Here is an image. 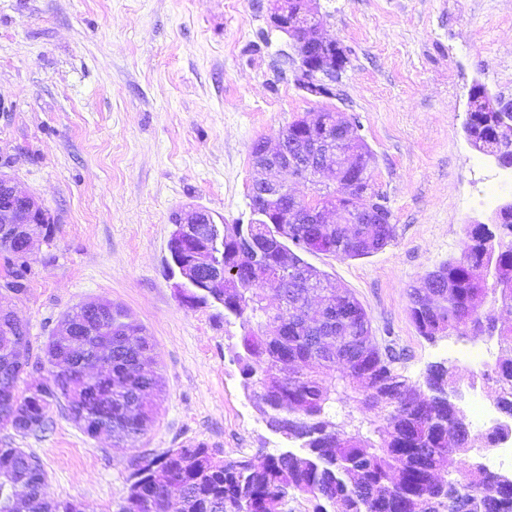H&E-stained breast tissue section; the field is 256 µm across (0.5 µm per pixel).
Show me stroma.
<instances>
[{
	"mask_svg": "<svg viewBox=\"0 0 512 512\" xmlns=\"http://www.w3.org/2000/svg\"><path fill=\"white\" fill-rule=\"evenodd\" d=\"M319 6L348 57L332 98L297 87L266 0H0V158L55 226L15 311L37 347L67 311L111 300L149 338L164 382L155 422L134 441L88 436L57 403L42 433L0 430V446L39 458L48 498L119 512L139 457L198 441L226 460L286 449L244 388L239 319L216 303L182 305L166 261L174 213L249 223L253 143L276 144L308 113L359 124L396 237L365 258L307 262L356 297L379 343L405 351L411 380L439 361L466 380L495 359L492 339L419 336L409 292L461 254L467 224L512 199L487 202L501 168L463 129L473 84L512 101V0Z\"/></svg>",
	"mask_w": 512,
	"mask_h": 512,
	"instance_id": "stroma-1",
	"label": "stroma"
}]
</instances>
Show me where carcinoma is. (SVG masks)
<instances>
[{
  "label": "carcinoma",
  "mask_w": 512,
  "mask_h": 512,
  "mask_svg": "<svg viewBox=\"0 0 512 512\" xmlns=\"http://www.w3.org/2000/svg\"><path fill=\"white\" fill-rule=\"evenodd\" d=\"M466 113L464 128L472 145L490 156L512 158V147L500 144L490 114L479 99ZM334 113L321 112L315 126L304 118L286 128L288 142L307 145L330 127V143L340 140ZM365 158L351 178L370 187L364 198L338 199L349 215L377 205L384 217L377 224H285L276 205L265 224H232L223 252L224 317L242 319L241 372L255 386L252 397L266 423H285L302 438L297 450L260 451L215 466L211 448L191 444L173 455L144 459L128 478L120 512H156L163 504L173 512H279L288 496L300 493L316 500L315 512H499L512 489L499 490L492 478L468 467L477 447H490L496 432L475 434L468 419L456 416L436 398L456 382L455 368L435 363L427 373L426 391L397 372L404 353L379 345L366 310L345 288L310 266L300 253H327L364 258L395 237L396 225L385 197L373 180L375 154L356 135L340 145ZM512 223L490 227L486 239H475L466 227L462 254L427 272L422 280L439 279L435 296L411 289L409 313L423 338L469 340L485 334L483 323L496 319L495 309H512ZM204 240L179 242L170 250L190 261ZM21 244L0 234V287L16 298L25 295L35 272L19 255ZM288 266L304 274L288 281V301L272 311L258 303L261 286ZM479 265L486 276H474ZM102 324L112 334V367L97 364L96 338L75 337L65 345L49 340L35 354L48 365L49 376L26 394L18 393L22 368L11 357L12 345L30 342L25 325L0 321V428L22 435L41 432L52 404L65 400L70 418L91 436L100 430L121 440H136L152 425L154 406L148 392L163 391L162 377L151 368L152 345L142 329L129 322L119 305L106 301ZM499 356L480 370L483 383L512 408V324L501 323L489 335ZM380 413V422L356 421L347 409L351 395ZM46 473L39 459L23 448H0V512H71L70 501L50 500Z\"/></svg>",
  "instance_id": "1"
}]
</instances>
